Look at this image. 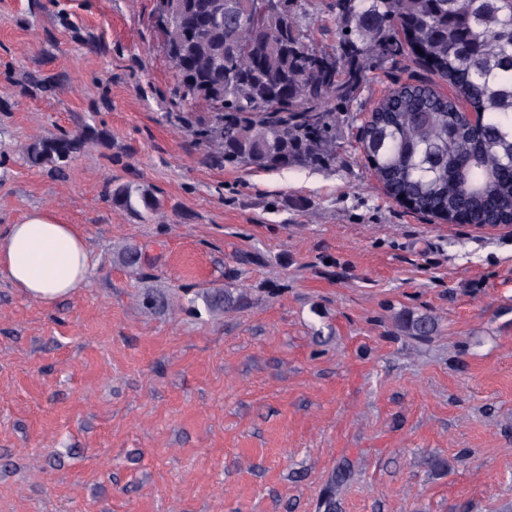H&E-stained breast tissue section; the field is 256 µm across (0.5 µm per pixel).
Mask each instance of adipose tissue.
<instances>
[{"mask_svg": "<svg viewBox=\"0 0 512 512\" xmlns=\"http://www.w3.org/2000/svg\"><path fill=\"white\" fill-rule=\"evenodd\" d=\"M93 260L84 234L48 208L0 232V273L30 300L51 307L85 287Z\"/></svg>", "mask_w": 512, "mask_h": 512, "instance_id": "obj_1", "label": "adipose tissue"}]
</instances>
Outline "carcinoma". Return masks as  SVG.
<instances>
[{"label": "carcinoma", "mask_w": 512, "mask_h": 512, "mask_svg": "<svg viewBox=\"0 0 512 512\" xmlns=\"http://www.w3.org/2000/svg\"><path fill=\"white\" fill-rule=\"evenodd\" d=\"M256 2L176 0L171 17L158 19L165 51L175 52L182 100L212 106L211 122L193 131L199 142L217 145L225 162L260 170L324 164L336 153L333 103H351L367 72L406 42L455 96L439 97L425 83L392 89L361 126L362 153L386 193L420 214L512 224V0H331L330 48L313 44L309 0H281L278 12L262 16ZM54 81L30 75L26 85L47 93ZM458 98L482 113L480 124L463 118ZM107 139L87 126L36 138L23 158L60 174L89 141ZM105 197L140 217L160 206L152 190L135 194L122 183L108 184ZM141 258L132 245L118 255L133 271ZM204 298L230 312L244 294L211 287ZM394 322L418 341L437 331L428 313L402 310Z\"/></svg>", "instance_id": "cac0c4a2"}]
</instances>
